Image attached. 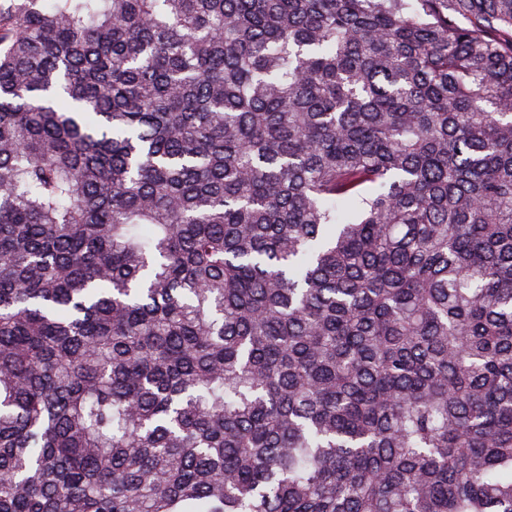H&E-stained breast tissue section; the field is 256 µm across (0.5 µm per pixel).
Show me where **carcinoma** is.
Segmentation results:
<instances>
[{"mask_svg":"<svg viewBox=\"0 0 512 512\" xmlns=\"http://www.w3.org/2000/svg\"><path fill=\"white\" fill-rule=\"evenodd\" d=\"M0 512H512V0L0 3Z\"/></svg>","mask_w":512,"mask_h":512,"instance_id":"1","label":"carcinoma"}]
</instances>
